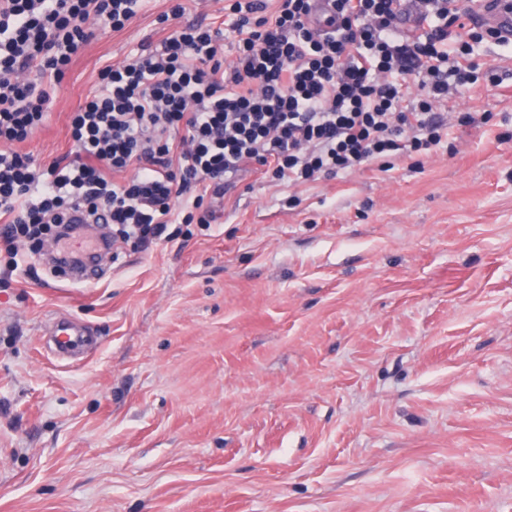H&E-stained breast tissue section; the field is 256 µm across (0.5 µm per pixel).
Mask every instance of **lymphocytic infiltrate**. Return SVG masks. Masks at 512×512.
Listing matches in <instances>:
<instances>
[{"mask_svg": "<svg viewBox=\"0 0 512 512\" xmlns=\"http://www.w3.org/2000/svg\"><path fill=\"white\" fill-rule=\"evenodd\" d=\"M311 2L279 0L270 15L264 0H231L223 27L182 23L176 0L157 48L100 70L69 115L71 149L44 165L16 144L49 121L73 57L129 25L140 0H0V237L64 241L76 265L94 247L86 225L102 222L145 253L173 242L175 225L216 223L243 168L302 185L438 146L448 125L435 107L471 84L483 40L465 0H417L406 32L401 0H331L322 29ZM397 73L413 76L418 98Z\"/></svg>", "mask_w": 512, "mask_h": 512, "instance_id": "lymphocytic-infiltrate-1", "label": "lymphocytic infiltrate"}]
</instances>
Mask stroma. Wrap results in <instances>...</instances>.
<instances>
[{"mask_svg": "<svg viewBox=\"0 0 512 512\" xmlns=\"http://www.w3.org/2000/svg\"><path fill=\"white\" fill-rule=\"evenodd\" d=\"M172 0L73 59L47 125L158 45ZM421 155L275 185L244 169L210 230L73 284L0 263V512H512V59ZM71 319L95 342L48 343Z\"/></svg>", "mask_w": 512, "mask_h": 512, "instance_id": "35a3bbf8", "label": "stroma"}]
</instances>
